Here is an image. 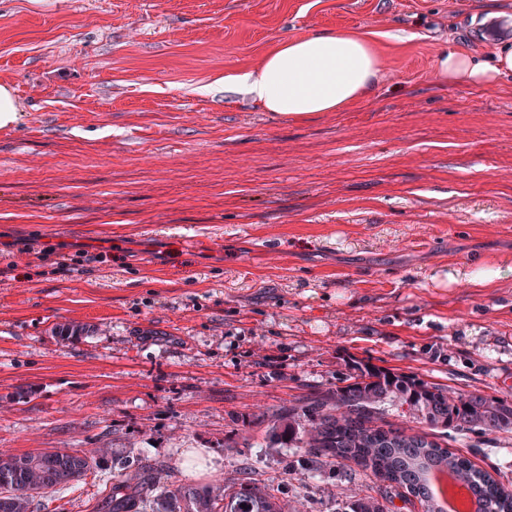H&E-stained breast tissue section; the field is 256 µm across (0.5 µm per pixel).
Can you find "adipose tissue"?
Segmentation results:
<instances>
[{
	"mask_svg": "<svg viewBox=\"0 0 512 512\" xmlns=\"http://www.w3.org/2000/svg\"><path fill=\"white\" fill-rule=\"evenodd\" d=\"M437 71L446 81L497 87L512 73V44H501L490 64L467 51H449L438 59ZM380 72L379 53L363 35L321 32L281 40L259 67L225 76L224 88L243 92L267 111L310 118L366 99Z\"/></svg>",
	"mask_w": 512,
	"mask_h": 512,
	"instance_id": "1",
	"label": "adipose tissue"
}]
</instances>
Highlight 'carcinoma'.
<instances>
[{"label":"carcinoma","instance_id":"carcinoma-1","mask_svg":"<svg viewBox=\"0 0 512 512\" xmlns=\"http://www.w3.org/2000/svg\"><path fill=\"white\" fill-rule=\"evenodd\" d=\"M60 336L79 339L89 327L68 323ZM311 462L341 470L357 467L379 489L381 498L349 491L342 512H384L380 500L399 497L423 512H442L427 474L447 469L463 479L481 506L479 512H512V492L468 456L448 447V430L484 434L512 429V402L481 391H452L415 374L359 364L336 387L290 404L272 416V437L279 426ZM101 449L79 455L57 450L22 456L0 452V512H31L37 495L83 479L94 470ZM142 490L137 473H121L108 503L109 512H126ZM271 483L226 485L206 491L190 486L160 487L155 512H288Z\"/></svg>","mask_w":512,"mask_h":512}]
</instances>
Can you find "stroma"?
<instances>
[{"mask_svg": "<svg viewBox=\"0 0 512 512\" xmlns=\"http://www.w3.org/2000/svg\"><path fill=\"white\" fill-rule=\"evenodd\" d=\"M490 14L512 0H0V451H104L35 512H100L138 471L280 479L298 512H339L367 478L308 476L269 427L361 363L512 401V274L444 283L512 260V77L436 67L492 59L471 24ZM340 30L387 66L370 99L299 119L225 90L282 39ZM23 239L112 260L61 274ZM448 445L512 483V431ZM439 76L450 82L484 88L497 87L500 77L512 73V43L500 45L492 65L467 51L451 50L437 61ZM18 108L10 84L0 82V126L11 125L17 120ZM508 271L512 272V265H506V269L500 266H464L452 268L448 272V286L460 281L472 288H494Z\"/></svg>", "mask_w": 512, "mask_h": 512, "instance_id": "1", "label": "stroma"}]
</instances>
